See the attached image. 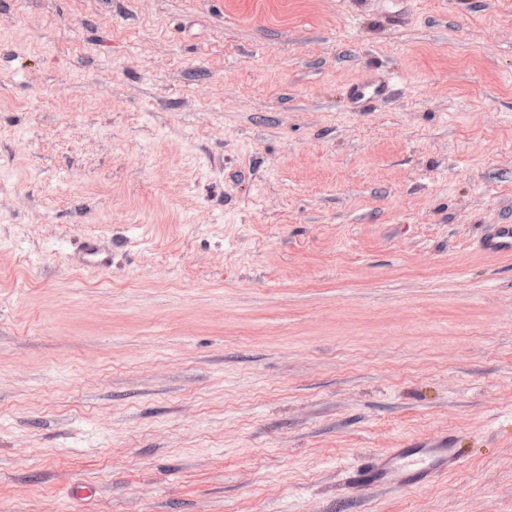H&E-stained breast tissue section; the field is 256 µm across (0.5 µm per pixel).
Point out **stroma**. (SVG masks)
I'll use <instances>...</instances> for the list:
<instances>
[{
    "label": "stroma",
    "instance_id": "obj_1",
    "mask_svg": "<svg viewBox=\"0 0 512 512\" xmlns=\"http://www.w3.org/2000/svg\"><path fill=\"white\" fill-rule=\"evenodd\" d=\"M490 224L512 0H0V512H512ZM396 83L395 78L367 80L363 83L352 85L349 89V95L350 98L356 102L383 99L393 93ZM83 264L91 267H105L110 263V256L94 238H87L80 244ZM460 458V448L447 437L434 438L422 444H404L377 457L362 478L378 487L398 483L419 485L430 475L447 472Z\"/></svg>",
    "mask_w": 512,
    "mask_h": 512
}]
</instances>
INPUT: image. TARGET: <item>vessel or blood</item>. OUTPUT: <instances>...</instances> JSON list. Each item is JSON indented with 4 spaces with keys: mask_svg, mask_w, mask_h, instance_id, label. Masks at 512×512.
<instances>
[{
    "mask_svg": "<svg viewBox=\"0 0 512 512\" xmlns=\"http://www.w3.org/2000/svg\"><path fill=\"white\" fill-rule=\"evenodd\" d=\"M395 85L396 82L392 79L367 80L351 86L349 95L352 100L357 102L383 99L393 93ZM479 246L484 252L492 255L511 256L512 225H489ZM80 253L85 265L104 267L110 263L109 254L100 246L97 239L83 240L80 244ZM459 458V449L444 437L417 445L405 444L389 449L385 454L377 457L373 464L365 470L363 478L366 482L378 487H387L398 483L417 485L432 474L453 468Z\"/></svg>",
    "mask_w": 512,
    "mask_h": 512,
    "instance_id": "obj_1",
    "label": "vessel or blood"
}]
</instances>
